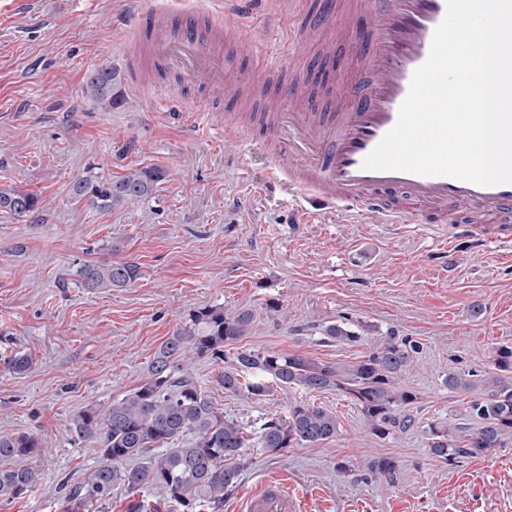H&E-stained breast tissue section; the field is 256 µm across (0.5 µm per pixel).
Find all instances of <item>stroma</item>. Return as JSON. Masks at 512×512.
<instances>
[{"label": "stroma", "mask_w": 512, "mask_h": 512, "mask_svg": "<svg viewBox=\"0 0 512 512\" xmlns=\"http://www.w3.org/2000/svg\"><path fill=\"white\" fill-rule=\"evenodd\" d=\"M166 2L214 14L228 66L223 88L200 91L176 73L152 74L146 48L157 30L176 26L174 17L126 39L136 10L129 0H0V188L42 200L28 217L0 211V433L29 432L48 444L28 460L36 487L0 499V512H61L69 489L100 461L98 440L71 439L68 421L140 385L161 343L212 305L252 314L231 352L334 364L358 360L391 332L422 345L420 367L405 380L421 425L387 439L337 392L277 387L258 400L225 392L223 363L192 360L188 372L225 418L247 424L305 403L340 421L338 436L316 447L246 449L218 512H239L271 477L287 482L302 512H512V443L449 463L430 453L425 430L464 414L468 397L448 390L449 372L491 369L495 348L512 344V243L453 224L301 214L295 190L270 183L268 160L250 152L262 127L224 136L226 118L253 114L274 95L298 112L344 102L357 77L350 45L362 35L358 27L335 34L349 0H307L296 24L311 36L274 74L261 13L250 19L253 39L240 43L239 17L218 11L217 0ZM102 66L121 76L123 101L111 109L84 92ZM158 95L166 111H152ZM194 109L209 114L208 125L190 122ZM150 167L167 177L147 200L103 211L71 192L82 178ZM115 260L140 264L142 279L79 286L84 263ZM342 317L372 330L357 343L324 341L321 326ZM17 353L32 359L21 375L4 367ZM382 458L398 465L393 483L369 469Z\"/></svg>", "instance_id": "1"}]
</instances>
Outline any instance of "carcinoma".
I'll list each match as a JSON object with an SVG mask.
<instances>
[{
  "instance_id": "carcinoma-1",
  "label": "carcinoma",
  "mask_w": 512,
  "mask_h": 512,
  "mask_svg": "<svg viewBox=\"0 0 512 512\" xmlns=\"http://www.w3.org/2000/svg\"><path fill=\"white\" fill-rule=\"evenodd\" d=\"M120 77L110 67L90 73L87 95L112 108L121 101ZM165 173L140 169L117 180L85 179L72 186L73 195L90 206L110 210L123 203L141 201L156 194ZM32 193L0 190V210L27 217L38 209ZM133 262H87L79 271L80 286L126 288L141 279ZM251 313H228L221 306L194 311L188 324L174 331L156 351L148 375L133 391L112 399L102 408L90 407L69 423L72 438L98 437L102 459L66 497L65 512L80 503L112 500V494L131 495L158 486L182 512L212 510L224 503V491L233 486L243 467L242 451L249 447L275 452L282 448L315 447L336 438V414L315 405L296 404L286 413H267L252 424V432L217 411L210 396L184 370L190 358L227 359L224 346L246 335ZM370 326L348 319L321 327L331 341L359 342ZM421 344L410 338L386 336L359 360L322 363L306 355L242 350L232 366L224 369L221 383L229 393L245 392L266 397L273 387L300 388L309 393L340 391L348 396L370 432L385 439L406 432L415 419L406 412L416 395L402 380L418 361ZM491 370L451 372L448 389L460 393L478 391L465 409L468 424L454 428L431 423L429 451L445 461L477 458L512 442V345L495 351ZM170 448L153 457L146 454L158 445ZM44 444L28 433L0 434V499L18 498L33 489L38 471L23 460L43 452ZM133 458L144 462L124 468Z\"/></svg>"
}]
</instances>
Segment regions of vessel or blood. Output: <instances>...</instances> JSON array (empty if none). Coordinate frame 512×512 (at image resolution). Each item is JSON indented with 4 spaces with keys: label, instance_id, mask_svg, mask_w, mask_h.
<instances>
[{
    "label": "vessel or blood",
    "instance_id": "obj_1",
    "mask_svg": "<svg viewBox=\"0 0 512 512\" xmlns=\"http://www.w3.org/2000/svg\"><path fill=\"white\" fill-rule=\"evenodd\" d=\"M369 36L352 53L359 79L346 103L320 119L276 111L265 119L255 153L271 157L272 183L295 188L304 210H330L359 223L444 224L452 210L471 227L492 231L512 220V184L484 186L448 176L368 170L366 156L395 125L415 70L427 59L446 0H368ZM178 37L155 38L153 64L175 70L198 89L224 82V55L202 43V22L184 11ZM243 512H300L280 479L271 478L241 504Z\"/></svg>",
    "mask_w": 512,
    "mask_h": 512
}]
</instances>
